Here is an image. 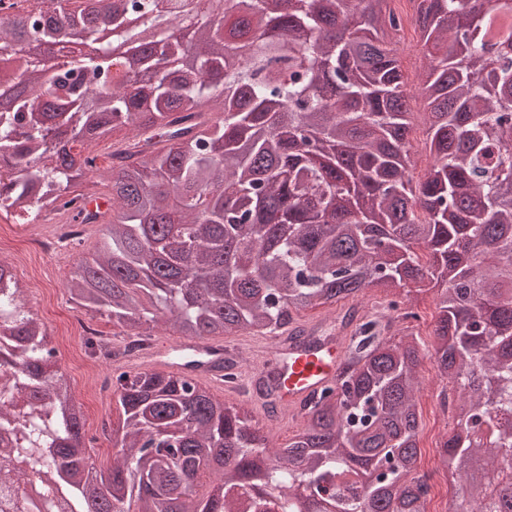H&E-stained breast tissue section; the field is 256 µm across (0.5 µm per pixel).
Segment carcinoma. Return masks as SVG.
<instances>
[{"label": "carcinoma", "mask_w": 512, "mask_h": 512, "mask_svg": "<svg viewBox=\"0 0 512 512\" xmlns=\"http://www.w3.org/2000/svg\"><path fill=\"white\" fill-rule=\"evenodd\" d=\"M208 0L175 13L160 0H49L0 23V221L88 200L82 178L112 141V212L98 259L64 287L128 337L165 327L188 338L314 336L302 313L369 288L386 311L350 306L355 325L333 385L303 405L283 448L179 372L112 369L122 422L112 470H97L82 407L46 329L0 263V435L12 459L46 477L19 512H427L419 452L415 340L404 288H437L430 360L458 393L437 467L459 481L450 512H512V0H410L423 47L417 96L432 164L418 184L411 89L394 45L403 18L374 0L367 21L328 30L363 0H245L219 20ZM71 29L95 47L49 68L37 41ZM224 498L197 496L214 451ZM476 462L484 479H473Z\"/></svg>", "instance_id": "obj_1"}]
</instances>
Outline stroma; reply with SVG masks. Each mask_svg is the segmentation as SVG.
Segmentation results:
<instances>
[{
  "label": "stroma",
  "mask_w": 512,
  "mask_h": 512,
  "mask_svg": "<svg viewBox=\"0 0 512 512\" xmlns=\"http://www.w3.org/2000/svg\"><path fill=\"white\" fill-rule=\"evenodd\" d=\"M26 232L8 224H0V261L14 264V275L25 290L24 300L28 309L52 330L53 339L59 344L56 360L68 375L71 385L84 405L86 421L100 417L117 418L114 395H95L88 387L89 378L84 371L91 357L77 339L81 322L95 321L99 329L115 333L116 328L107 318L93 316L73 301L63 286L69 269L84 259L97 255L102 241V227L87 226L80 246L66 254L64 259L44 258L26 253ZM421 387L419 397V423L421 457L436 460L439 440L449 435L454 426L452 413L440 406V394L447 389L448 381L438 373L430 360H423L419 368ZM214 395L230 407L248 411L253 423L259 424L270 445L284 446L298 429L300 416L279 413L268 416L265 409L254 404L245 394H226L221 387H214Z\"/></svg>",
  "instance_id": "obj_1"
}]
</instances>
